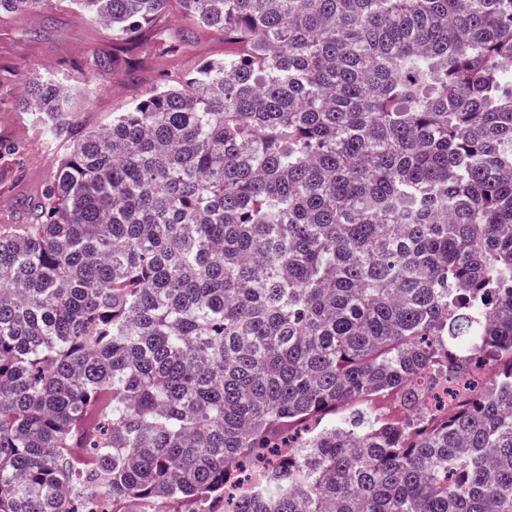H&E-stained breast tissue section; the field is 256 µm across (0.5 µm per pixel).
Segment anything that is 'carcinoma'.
I'll return each mask as SVG.
<instances>
[{
	"label": "carcinoma",
	"instance_id": "obj_1",
	"mask_svg": "<svg viewBox=\"0 0 512 512\" xmlns=\"http://www.w3.org/2000/svg\"><path fill=\"white\" fill-rule=\"evenodd\" d=\"M69 2L112 55L0 73L65 147L0 224V512H204L255 458L224 512H512V0ZM174 10L230 50L84 126Z\"/></svg>",
	"mask_w": 512,
	"mask_h": 512
}]
</instances>
